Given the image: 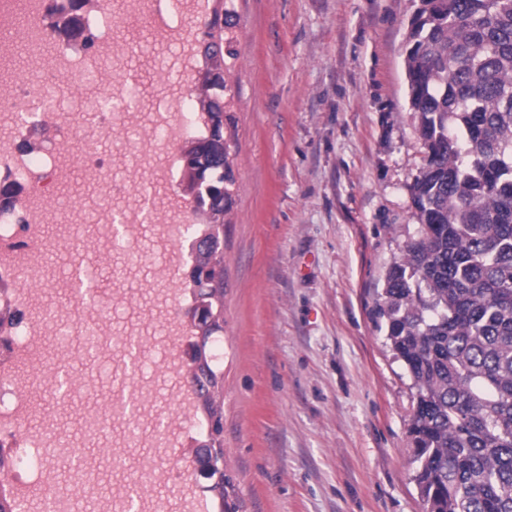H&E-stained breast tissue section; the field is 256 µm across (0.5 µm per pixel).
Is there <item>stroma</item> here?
Listing matches in <instances>:
<instances>
[{
	"mask_svg": "<svg viewBox=\"0 0 512 512\" xmlns=\"http://www.w3.org/2000/svg\"><path fill=\"white\" fill-rule=\"evenodd\" d=\"M236 204L224 227V498L238 512H424L412 479L408 427L416 393L386 342L378 300L388 269L417 234L409 187L423 163L408 110L405 42L414 0H235ZM127 44L113 100L134 123L100 141L106 181L126 167L161 171L169 155L131 151L164 94L179 80V40L160 43L144 25L102 26ZM178 187L140 189L145 214L136 240L119 238L93 285L114 275L139 297L106 309L110 336L89 351L56 329L45 357L71 352L66 397L31 390L30 424L61 427L72 446L43 464L60 493L81 482L74 512H109L113 500L138 512H184L182 484L167 480L173 456L160 446L180 412L181 372L171 362L167 306L158 271L166 252L152 223ZM113 227L89 218L81 246L50 252L46 308L74 302L69 272L89 243ZM97 409L110 438L137 431L110 455L83 436Z\"/></svg>",
	"mask_w": 512,
	"mask_h": 512,
	"instance_id": "obj_1",
	"label": "stroma"
}]
</instances>
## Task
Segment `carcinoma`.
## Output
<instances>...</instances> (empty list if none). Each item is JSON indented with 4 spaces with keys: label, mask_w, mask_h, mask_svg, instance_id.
Segmentation results:
<instances>
[{
    "label": "carcinoma",
    "mask_w": 512,
    "mask_h": 512,
    "mask_svg": "<svg viewBox=\"0 0 512 512\" xmlns=\"http://www.w3.org/2000/svg\"><path fill=\"white\" fill-rule=\"evenodd\" d=\"M236 12L224 9V51L238 59ZM409 111L425 155L409 187L417 238L389 269L379 310L386 339L416 389L409 427L413 479L425 512H512V0H422L405 45ZM212 109L234 108L229 81ZM229 130L212 127L182 157L209 215L191 265L192 303L224 330V216L235 190ZM188 374L206 428L223 444L224 378Z\"/></svg>",
    "instance_id": "1"
}]
</instances>
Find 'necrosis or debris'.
Returning a JSON list of instances; mask_svg holds the SVG:
<instances>
[{
  "mask_svg": "<svg viewBox=\"0 0 512 512\" xmlns=\"http://www.w3.org/2000/svg\"><path fill=\"white\" fill-rule=\"evenodd\" d=\"M69 14V0H0V185L11 190L10 196L0 198V455L5 458L0 483L16 488L21 512H30L32 499L45 506L57 500L54 488L43 481L39 451L59 447L61 436L49 427L35 432L26 428L35 413L29 399L34 381L55 389V371L68 363L64 349L53 363L42 359L47 330L57 325L79 334H100L106 322L94 301L50 311L35 300L44 278V227L53 215L62 214L55 244L74 245L85 205L77 199L59 203L55 196L77 164L100 194H111V183L102 177L106 161L98 154L97 143L128 120L127 114L117 113L110 122L90 125L78 110L39 107L46 86L77 81L125 53L121 43L100 34L93 51L75 54L57 26ZM157 14L156 0H87L81 23L86 28L97 19L140 23ZM17 43L28 47L21 62L12 50ZM202 125L192 99L178 100L172 111L157 114L146 144L178 146L200 137ZM34 127L54 129L60 137L34 146L26 138Z\"/></svg>",
  "mask_w": 512,
  "mask_h": 512,
  "instance_id": "4bbe7bcc",
  "label": "necrosis or debris"
}]
</instances>
